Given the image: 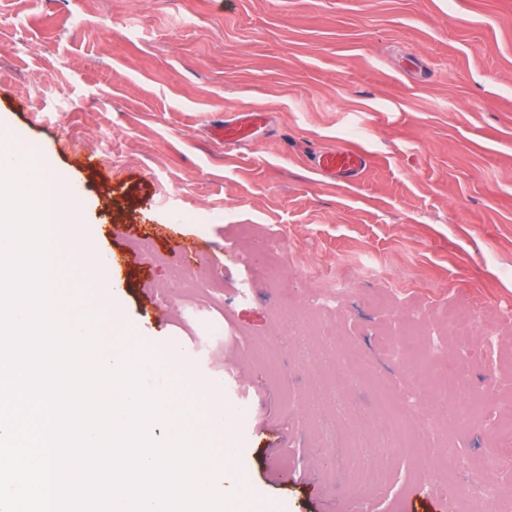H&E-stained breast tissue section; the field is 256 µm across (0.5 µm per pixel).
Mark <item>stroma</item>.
<instances>
[{
    "mask_svg": "<svg viewBox=\"0 0 512 512\" xmlns=\"http://www.w3.org/2000/svg\"><path fill=\"white\" fill-rule=\"evenodd\" d=\"M253 109L247 141L214 136ZM0 125L83 192L114 261L116 299L62 263L77 311L105 343L114 313L141 335L149 389L180 356L222 380L181 404L249 459L254 512L463 502L494 451L481 418L439 426L433 467L394 452L382 487L355 484L410 382L396 318L483 309L466 382L512 420V0H0ZM346 144L356 181L310 165Z\"/></svg>",
    "mask_w": 512,
    "mask_h": 512,
    "instance_id": "35a3bbf8",
    "label": "stroma"
}]
</instances>
